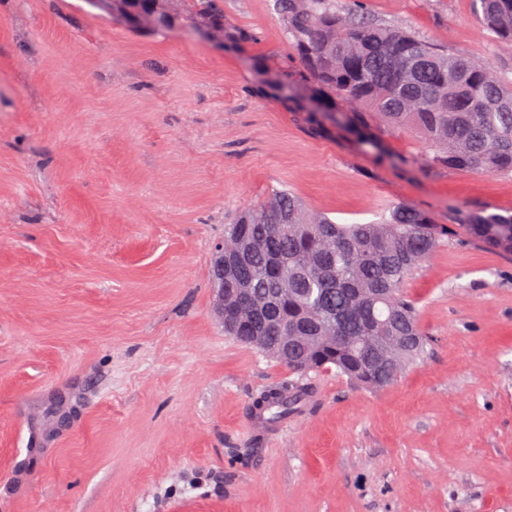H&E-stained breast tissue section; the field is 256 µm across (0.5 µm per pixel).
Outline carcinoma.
I'll return each mask as SVG.
<instances>
[{"label": "carcinoma", "mask_w": 512, "mask_h": 512, "mask_svg": "<svg viewBox=\"0 0 512 512\" xmlns=\"http://www.w3.org/2000/svg\"><path fill=\"white\" fill-rule=\"evenodd\" d=\"M135 29L165 32L183 20L224 33L216 0H89ZM485 27L512 44V0H475ZM290 49L311 80L309 98L365 111L337 114L369 153L373 120L409 129L427 144L429 162L458 171L512 174V88L488 67L402 29L336 10V0H275ZM487 247L512 253V214L467 217ZM448 229L418 208L397 204L378 222L339 224L312 213L287 189L224 226V282L245 288L255 307L247 323L224 316V335L255 347L304 377L336 369L351 382L380 390L425 355L416 302L404 285ZM297 335L280 352L283 330ZM308 392L276 385L252 403L276 424Z\"/></svg>", "instance_id": "cac0c4a2"}]
</instances>
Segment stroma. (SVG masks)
Here are the masks:
<instances>
[{"label": "stroma", "instance_id": "obj_1", "mask_svg": "<svg viewBox=\"0 0 512 512\" xmlns=\"http://www.w3.org/2000/svg\"><path fill=\"white\" fill-rule=\"evenodd\" d=\"M218 3L237 42L0 0V512H512V253L465 221L512 213V175L429 164L406 130L376 129L377 161L267 86H305L274 0ZM336 7L512 85L473 0ZM282 188L343 224L407 204L448 235L406 282L424 358L375 393L309 374L287 428L250 436L253 397L293 375L225 336L213 248Z\"/></svg>", "mask_w": 512, "mask_h": 512}]
</instances>
